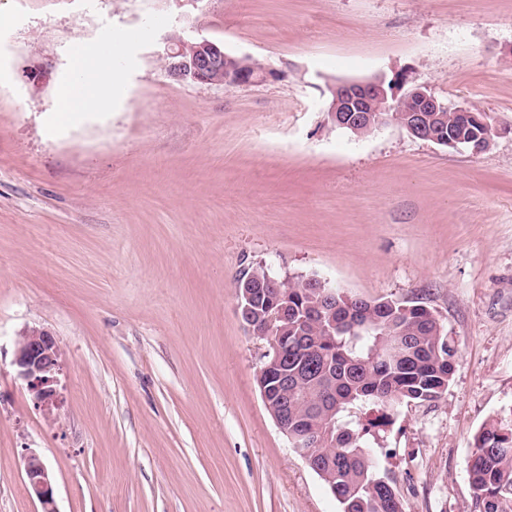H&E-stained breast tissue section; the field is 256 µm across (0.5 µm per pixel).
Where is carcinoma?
Returning <instances> with one entry per match:
<instances>
[{"instance_id": "1", "label": "carcinoma", "mask_w": 512, "mask_h": 512, "mask_svg": "<svg viewBox=\"0 0 512 512\" xmlns=\"http://www.w3.org/2000/svg\"><path fill=\"white\" fill-rule=\"evenodd\" d=\"M431 132L460 147L483 141L470 112L432 113ZM237 288L263 294L248 312L277 315L285 327L288 385L269 389L270 407L288 408V435L325 436L299 448L341 512H403L396 480L378 469L372 448L397 408L438 400L448 389L457 350L435 313L419 301L353 297L312 277L283 282L259 266ZM398 339L403 348L387 353ZM474 512H512V426L492 423L473 439L467 464Z\"/></svg>"}]
</instances>
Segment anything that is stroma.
<instances>
[{"label":"stroma","mask_w":512,"mask_h":512,"mask_svg":"<svg viewBox=\"0 0 512 512\" xmlns=\"http://www.w3.org/2000/svg\"><path fill=\"white\" fill-rule=\"evenodd\" d=\"M174 33L278 77L177 80ZM105 36L111 105L57 111ZM401 69L487 112L491 145L331 122L337 80ZM259 265L434 311L453 379L376 461L404 512H472L473 438L512 425V0H0V512L39 510L29 449L58 512H340L260 395L234 288ZM32 327L63 347L55 415L12 365ZM24 472L28 493L36 498L40 512H58L52 472L34 450H27L24 457Z\"/></svg>","instance_id":"1"}]
</instances>
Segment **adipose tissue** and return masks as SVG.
Masks as SVG:
<instances>
[{
	"instance_id": "1",
	"label": "adipose tissue",
	"mask_w": 512,
	"mask_h": 512,
	"mask_svg": "<svg viewBox=\"0 0 512 512\" xmlns=\"http://www.w3.org/2000/svg\"><path fill=\"white\" fill-rule=\"evenodd\" d=\"M113 51L93 42H77L72 54V67L78 75L75 82L58 92L59 109L63 112H93L106 108L112 100V86L106 81Z\"/></svg>"
}]
</instances>
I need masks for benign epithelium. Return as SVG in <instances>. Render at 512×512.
Wrapping results in <instances>:
<instances>
[{
    "mask_svg": "<svg viewBox=\"0 0 512 512\" xmlns=\"http://www.w3.org/2000/svg\"><path fill=\"white\" fill-rule=\"evenodd\" d=\"M166 55L171 76L200 84L234 88L275 78L278 73L249 64L244 57L234 58L224 46L208 39H186L180 35L168 40ZM327 109L333 122L355 132L381 128L394 121L395 112L407 113L403 127L421 140L439 143L428 130L429 112H471L473 108L438 98L425 84L417 82L410 70H400L392 77L377 75L363 81L338 80ZM254 337L267 343L266 353H279L284 341L282 329L268 322L251 330ZM18 375L27 382L35 405L46 413L62 407L58 392L61 373V346L49 331L25 329L16 338L12 361ZM272 376L277 383L288 384V370L275 358L260 367L257 380ZM26 487L36 498L40 512H58L52 472L35 451L24 457Z\"/></svg>",
    "mask_w": 512,
    "mask_h": 512,
    "instance_id": "benign-epithelium-1",
    "label": "benign epithelium"
}]
</instances>
